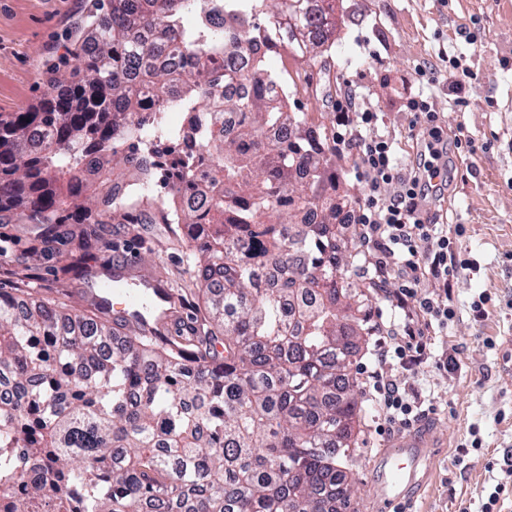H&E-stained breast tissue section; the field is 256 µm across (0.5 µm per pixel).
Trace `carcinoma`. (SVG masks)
<instances>
[{"instance_id": "1", "label": "carcinoma", "mask_w": 512, "mask_h": 512, "mask_svg": "<svg viewBox=\"0 0 512 512\" xmlns=\"http://www.w3.org/2000/svg\"><path fill=\"white\" fill-rule=\"evenodd\" d=\"M224 0V30L186 25L193 0H91L65 64L71 80L47 84V101L0 113V224L17 215L72 280L122 281L96 271L110 245L103 225L150 210L136 191L104 213L92 197L110 163L177 144L179 132L147 96L178 101L214 172L202 188L185 171L169 192L166 223L186 230L191 277L204 312L183 315L170 290L168 314L115 316L93 289L65 307L28 291L0 290V502L8 512H338L350 506L345 471L363 412L350 357L368 326L371 292L347 280L358 247L336 238L320 127L286 112L272 86L283 80L259 49L275 39L297 54L331 41L335 0ZM181 29L174 43L171 30ZM252 57L246 73L236 55ZM252 98L238 111V138L224 141L209 94L238 78ZM265 127H281L274 142ZM309 179L284 213L295 169ZM252 199L238 207V199ZM314 208L316 221L299 213ZM234 214L224 223V214ZM37 268L51 255L16 244ZM116 336L126 338L116 348Z\"/></svg>"}]
</instances>
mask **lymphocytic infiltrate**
<instances>
[{
  "label": "lymphocytic infiltrate",
  "instance_id": "1",
  "mask_svg": "<svg viewBox=\"0 0 512 512\" xmlns=\"http://www.w3.org/2000/svg\"><path fill=\"white\" fill-rule=\"evenodd\" d=\"M409 110L420 131V147L410 168H403L390 136L377 130L378 115L356 106L348 90L335 105L337 144L355 152V177L364 184L366 197L347 212L363 258L362 269L370 288L384 289L390 276L401 288L395 296L398 315L389 325L373 328L371 352L373 393L369 402L389 431L412 433L437 409L435 398L415 403L400 387L394 369L419 366L427 346L447 335L457 311L446 283L455 272L448 263L450 234H463V226L447 230L431 211L434 199L448 187V139L437 126L430 96L419 95ZM435 289L423 292L426 279Z\"/></svg>",
  "mask_w": 512,
  "mask_h": 512
}]
</instances>
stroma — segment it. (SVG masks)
<instances>
[{"instance_id":"1","label":"stroma","mask_w":512,"mask_h":512,"mask_svg":"<svg viewBox=\"0 0 512 512\" xmlns=\"http://www.w3.org/2000/svg\"><path fill=\"white\" fill-rule=\"evenodd\" d=\"M87 0H0V112H23L42 99L46 71L67 73L64 47ZM336 40L297 58L282 54L269 71L288 73V109L333 134L332 101L355 88L359 105L376 110L381 130L396 138L404 162L415 157L407 103L421 92L419 70L437 76L430 92L449 138L472 141L448 151V190L432 205L448 226L464 225L452 239L457 259L468 266L448 280L457 316L445 344L431 347L430 360L398 376L402 388L435 395L441 406L415 440L434 453L410 490L405 512H481L504 470L512 465V0H336ZM463 71L462 103L448 82ZM348 151L330 155L326 170L337 177L336 202L354 209L364 189L352 174ZM111 248L103 256L144 275L164 267L175 288L188 289L190 252L178 225L109 224ZM31 288L53 296L78 292L55 262L40 269L0 268V289ZM488 296V312L476 319L470 305ZM449 353L457 370H437L433 360ZM366 415L356 436V465L349 477L348 512H388L378 493L380 461L405 442L376 433ZM480 449H471L472 440ZM469 453H461L462 445Z\"/></svg>"}]
</instances>
